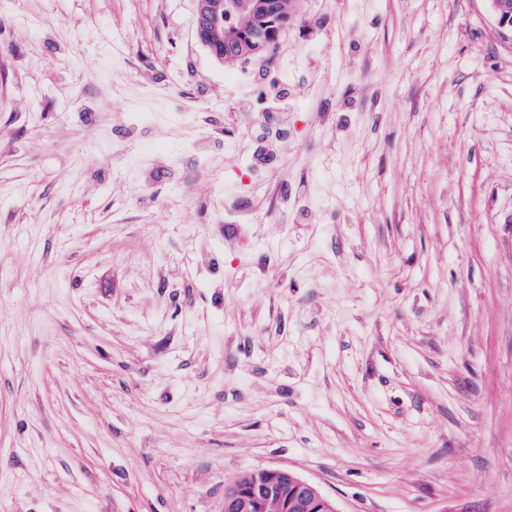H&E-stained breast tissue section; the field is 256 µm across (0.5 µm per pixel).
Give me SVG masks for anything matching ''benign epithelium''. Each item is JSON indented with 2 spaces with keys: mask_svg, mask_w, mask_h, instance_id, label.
<instances>
[{
  "mask_svg": "<svg viewBox=\"0 0 512 512\" xmlns=\"http://www.w3.org/2000/svg\"><path fill=\"white\" fill-rule=\"evenodd\" d=\"M488 12L497 27L512 35V0H485ZM263 0H196L195 31L200 42L217 60H224L210 33H230L238 28L237 20L244 14L268 8ZM251 490H243L236 480L224 489V512H254L256 503L269 512H279L288 504L289 512H339L335 503L320 487L295 472L284 468H262L245 473Z\"/></svg>",
  "mask_w": 512,
  "mask_h": 512,
  "instance_id": "obj_1",
  "label": "benign epithelium"
}]
</instances>
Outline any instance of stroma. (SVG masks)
<instances>
[{"label": "stroma", "mask_w": 512, "mask_h": 512, "mask_svg": "<svg viewBox=\"0 0 512 512\" xmlns=\"http://www.w3.org/2000/svg\"><path fill=\"white\" fill-rule=\"evenodd\" d=\"M194 20L0 0V512H224L270 467L512 512V38L296 0L259 71Z\"/></svg>", "instance_id": "35a3bbf8"}]
</instances>
